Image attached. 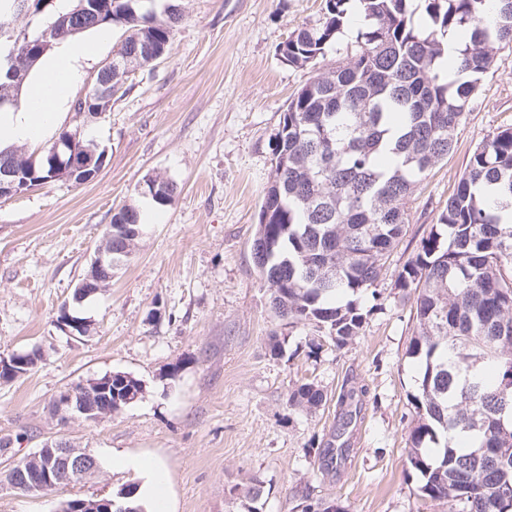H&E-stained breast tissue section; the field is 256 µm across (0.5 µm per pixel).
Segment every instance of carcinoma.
<instances>
[{
    "label": "carcinoma",
    "instance_id": "carcinoma-1",
    "mask_svg": "<svg viewBox=\"0 0 512 512\" xmlns=\"http://www.w3.org/2000/svg\"><path fill=\"white\" fill-rule=\"evenodd\" d=\"M140 0H110L97 26L124 28L112 73L149 67L167 49L182 15L160 13ZM414 0H325L324 21L293 33L278 49L286 64L315 73L289 100L275 134L253 250L275 314L291 327L313 325L337 348L362 330L375 307L377 281L409 222L416 185L448 157L454 134L492 66L491 45L512 44V0H495L496 20L484 25L487 0H423L429 27L412 25ZM13 0H0V29L13 28ZM363 18L359 49L346 64L320 71L350 11ZM71 12L49 19L58 44L77 35ZM465 32L453 78L442 73L444 39ZM10 42L22 85L40 61L32 41ZM35 180L48 183L49 154L16 150ZM153 201L165 206L174 185L161 176ZM512 127L487 137L436 224L398 272L394 287L414 297L416 334L408 354L421 370L411 402L416 419L407 439L406 471L417 492L458 512H512ZM140 223L129 205L112 216V244ZM137 379L115 374L112 401ZM323 391L304 383L288 393V410L311 412Z\"/></svg>",
    "mask_w": 512,
    "mask_h": 512
}]
</instances>
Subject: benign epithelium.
<instances>
[{"label": "benign epithelium", "mask_w": 512, "mask_h": 512, "mask_svg": "<svg viewBox=\"0 0 512 512\" xmlns=\"http://www.w3.org/2000/svg\"><path fill=\"white\" fill-rule=\"evenodd\" d=\"M53 0H17L18 15L31 16L45 10ZM119 65L109 58L100 66L92 83L94 98L104 103L99 111L93 113L98 118L112 109V68ZM52 176L55 179H72L80 173L85 181L93 180L100 171L105 157H96L94 152H79L73 143L64 140L56 144L52 151ZM24 179L22 170L15 162L0 167V198L11 197L21 192ZM104 241L109 246L96 248L89 267L77 286L78 294H93L112 280V268L120 261L112 254L124 255L125 249H112V233H107ZM59 325L71 334H86L88 324L68 312H63ZM41 359V352H15L9 357L0 356V381L10 382L24 374ZM112 377L109 373L100 378H93L81 384L79 388H68L60 392L54 402L59 413L66 418L99 420L110 417L122 409L112 405ZM27 465L8 471L10 485L37 494L51 487L76 483L94 474L98 462L94 456L81 448L75 447L65 439L45 443L36 452L26 458ZM129 491L118 497H98L92 499L75 498L63 504L64 512H131L128 498Z\"/></svg>", "instance_id": "benign-epithelium-1"}]
</instances>
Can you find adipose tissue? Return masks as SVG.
Masks as SVG:
<instances>
[{
	"label": "adipose tissue",
	"mask_w": 512,
	"mask_h": 512,
	"mask_svg": "<svg viewBox=\"0 0 512 512\" xmlns=\"http://www.w3.org/2000/svg\"><path fill=\"white\" fill-rule=\"evenodd\" d=\"M97 53L94 41L75 44L66 40L52 56L43 59L19 106L0 109V151L21 143L37 145L54 133L63 118L61 107L66 95L79 78L81 63L94 60ZM114 462L142 475L132 497L134 505L145 512H173L168 474L161 461L119 455Z\"/></svg>",
	"instance_id": "1"
}]
</instances>
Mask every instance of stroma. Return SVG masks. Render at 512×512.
I'll return each instance as SVG.
<instances>
[{
    "mask_svg": "<svg viewBox=\"0 0 512 512\" xmlns=\"http://www.w3.org/2000/svg\"><path fill=\"white\" fill-rule=\"evenodd\" d=\"M171 2L184 20L164 56L130 72L111 112L81 127L72 103L123 39L118 27L92 34L99 55L83 64L63 126L104 150L98 176L0 199V356L43 354L28 374L0 383V438L11 440L0 451V512H59L75 497L116 496L139 481L134 470L113 468L116 453L161 460L175 512H242L240 492L257 486L262 512H302L306 498L342 512H448L418 495L404 466L416 322L394 281L476 145L512 126V46L493 48L452 153L418 185L377 282L380 309L345 347L327 340L316 351L313 326L292 328L273 313L251 246L280 117L311 76L283 63L278 48L322 22L325 0ZM155 175L175 186L167 205L137 191ZM129 204L151 220L111 285L76 306L90 333L70 336L59 312L115 209ZM108 372L139 379L142 395L102 420L53 415L61 391ZM304 383L322 389L326 403L289 411V391ZM335 434L349 452L329 471L318 452ZM59 437L93 455L98 472L41 494L7 483L16 461Z\"/></svg>",
    "mask_w": 512,
    "mask_h": 512,
    "instance_id": "35a3bbf8",
    "label": "stroma"
}]
</instances>
